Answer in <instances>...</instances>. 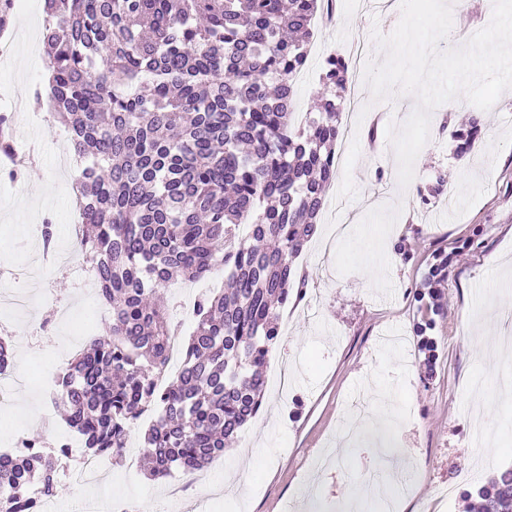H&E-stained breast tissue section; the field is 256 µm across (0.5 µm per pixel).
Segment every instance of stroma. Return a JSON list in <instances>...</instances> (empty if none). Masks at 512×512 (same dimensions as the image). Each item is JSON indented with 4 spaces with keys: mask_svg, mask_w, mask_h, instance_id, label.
I'll list each match as a JSON object with an SVG mask.
<instances>
[{
    "mask_svg": "<svg viewBox=\"0 0 512 512\" xmlns=\"http://www.w3.org/2000/svg\"><path fill=\"white\" fill-rule=\"evenodd\" d=\"M450 2L454 37L440 42L443 50L461 46L463 29L485 28L493 12V0ZM400 16V0H333L332 20L316 28L308 46L295 84L293 127L315 116L325 61L334 52L348 55L357 31L363 45L360 58L349 62L347 86L368 112L328 188L336 206L323 210L316 235L295 260L310 305L283 309L266 403L222 463L205 474V512H282L295 500L301 512H338L357 495L360 475L377 469L386 482L401 466L407 481L398 512H469L477 488L512 469V394L498 393L503 381L512 382V357L486 352L506 331L503 314L512 313V89L482 112V133L462 159L442 124L462 122L473 105L460 97L435 108L415 177L400 187L386 128L403 122L416 99L395 95L373 102L363 76L367 61L383 59L372 29L390 34ZM13 35L11 61L0 69V94L44 80L48 65L45 51L30 48L26 14L15 17ZM54 132L51 125L23 132V141L39 145L23 193L0 182V267L31 264L21 238L38 211L52 218L56 245L69 254L52 262L45 278L27 282L39 302L13 324L17 363L33 377L50 366L55 345L81 327L77 312L85 304L73 281L80 257L68 251L75 239L73 180L61 172ZM459 251L464 261H455ZM441 254L450 262L435 315L430 300L416 294ZM430 318L436 359L427 367L416 328ZM44 320L54 324V334L37 332L36 323ZM363 388L388 394L393 411L406 416L391 426L385 447L364 439L349 451L336 449L348 403ZM42 407L33 386L20 388L11 405L0 407V442L22 419H37ZM477 424L490 438L479 457L469 439ZM79 467L76 457L55 463L56 499L68 510L82 497L104 493L128 500L137 512H189L194 506L188 498L173 500L168 491L174 479H152L142 460L107 459L101 480L87 487L74 481ZM230 475L240 480L239 492L229 493ZM451 481L459 486L456 496L439 502V487Z\"/></svg>",
    "mask_w": 512,
    "mask_h": 512,
    "instance_id": "1",
    "label": "stroma"
}]
</instances>
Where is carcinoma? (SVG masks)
I'll return each instance as SVG.
<instances>
[{
	"instance_id": "cac0c4a2",
	"label": "carcinoma",
	"mask_w": 512,
	"mask_h": 512,
	"mask_svg": "<svg viewBox=\"0 0 512 512\" xmlns=\"http://www.w3.org/2000/svg\"><path fill=\"white\" fill-rule=\"evenodd\" d=\"M319 0H45L49 81L32 103L57 112L82 160L78 253L112 323L58 380V405L87 452L119 456L145 432L152 477L202 472L259 412L280 308L300 299L293 266L316 231L336 175V100L292 128L293 80ZM348 63L326 60L325 89ZM151 87L139 89L142 75ZM481 118L455 130L466 154ZM432 265L422 287L444 278ZM217 266L231 286L199 297L185 363L169 383L163 288ZM55 494L39 449L0 466V512H29L20 493ZM470 512H512V471L481 487Z\"/></svg>"
}]
</instances>
